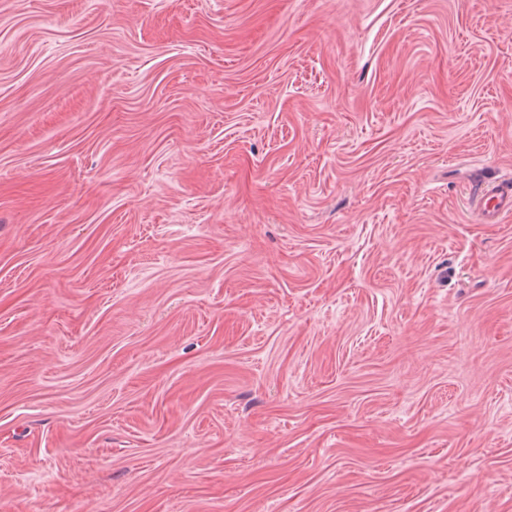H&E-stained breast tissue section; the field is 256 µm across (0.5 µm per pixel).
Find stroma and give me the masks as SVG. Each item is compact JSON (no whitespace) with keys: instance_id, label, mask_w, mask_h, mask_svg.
<instances>
[{"instance_id":"35a3bbf8","label":"stroma","mask_w":512,"mask_h":512,"mask_svg":"<svg viewBox=\"0 0 512 512\" xmlns=\"http://www.w3.org/2000/svg\"><path fill=\"white\" fill-rule=\"evenodd\" d=\"M512 0H0V512H512ZM471 192L476 198L480 222L497 224L504 215L512 213V185L509 183L492 187L476 184L471 187Z\"/></svg>"}]
</instances>
